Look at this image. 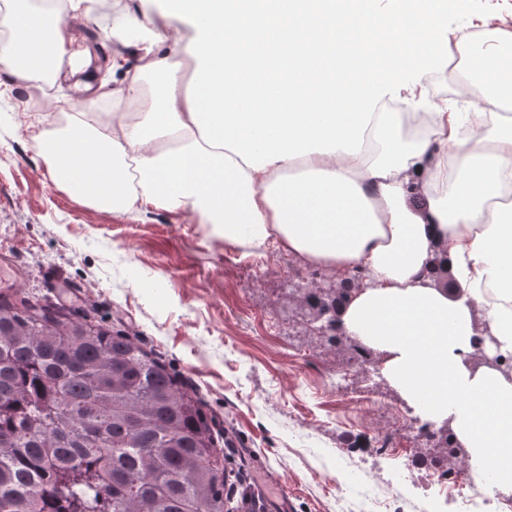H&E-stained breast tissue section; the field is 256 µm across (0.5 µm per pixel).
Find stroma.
Segmentation results:
<instances>
[{"mask_svg": "<svg viewBox=\"0 0 512 512\" xmlns=\"http://www.w3.org/2000/svg\"><path fill=\"white\" fill-rule=\"evenodd\" d=\"M512 27V0H457L454 34L479 35L482 20ZM452 61L427 81L430 99L462 105L463 69ZM73 89L42 93L0 69V297H35L73 320L137 338L201 399L241 453L225 460L243 473L232 506L249 512H464L459 495L421 492L417 472L437 465L439 443L408 442L391 417L412 411L383 378L353 377L344 392L330 369L345 365V337L329 342L307 307L308 294L355 291L335 270L302 277L292 255L225 244L208 225L151 205L118 217L63 191L34 151L44 117L64 126L82 111ZM385 438L387 451L363 460L359 438Z\"/></svg>", "mask_w": 512, "mask_h": 512, "instance_id": "stroma-1", "label": "stroma"}]
</instances>
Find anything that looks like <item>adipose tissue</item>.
<instances>
[{"instance_id": "1", "label": "adipose tissue", "mask_w": 512, "mask_h": 512, "mask_svg": "<svg viewBox=\"0 0 512 512\" xmlns=\"http://www.w3.org/2000/svg\"><path fill=\"white\" fill-rule=\"evenodd\" d=\"M6 0L13 33L0 67L28 87L69 84L112 117L71 115L38 154L70 194L117 214L152 204L194 215L225 242L275 245L307 262L366 275L339 325L382 357V371L430 420L449 422L478 472L512 490V382L472 369L476 316L512 354V83L493 80L512 47L495 27L472 51L450 40L449 0H167L179 29L133 18L120 41L143 48L123 81L100 80L67 17ZM456 47L479 77L471 111L406 115L423 79ZM350 102L336 110L338 79ZM288 97L279 107L270 92ZM452 276L438 284L439 272Z\"/></svg>"}]
</instances>
